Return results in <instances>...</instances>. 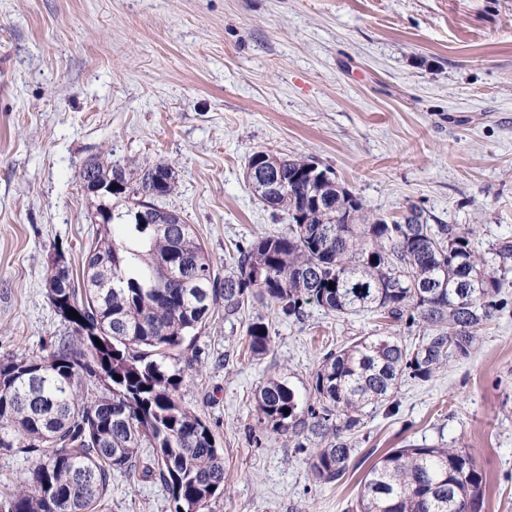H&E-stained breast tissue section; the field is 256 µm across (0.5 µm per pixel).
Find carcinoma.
Here are the masks:
<instances>
[{
  "mask_svg": "<svg viewBox=\"0 0 512 512\" xmlns=\"http://www.w3.org/2000/svg\"><path fill=\"white\" fill-rule=\"evenodd\" d=\"M258 162L276 172L277 185L256 178L253 191L285 216L288 230L236 245L221 276L192 225L156 203L174 190L169 165L134 173L94 159L97 182L126 187L128 233L112 235L115 213L96 217L82 283L67 269L51 274L58 287L48 289L49 297L75 335L44 355L0 360V449L26 462L23 477L0 492V512H109L115 473L158 481L173 512H212L224 486V451L182 403L180 390L197 361L180 351L221 309L235 317L258 299L300 319L312 304L327 314L377 313L409 331L419 328L410 343L365 336L326 354L303 401L280 380L256 389L262 431L293 438L299 450L318 440L309 463L317 483L337 482L349 470L351 438L368 406L390 400L403 380L429 379L475 350L502 303L511 243L498 245L489 261L469 231L432 223L418 205L390 224L369 215L331 169L308 158L258 150L246 167ZM140 211L165 223L141 224ZM87 323L102 345L86 333ZM245 335L250 356L269 351L263 316L248 323ZM486 484L469 450L411 444L369 467L351 512H481Z\"/></svg>",
  "mask_w": 512,
  "mask_h": 512,
  "instance_id": "cac0c4a2",
  "label": "carcinoma"
}]
</instances>
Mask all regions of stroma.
I'll list each match as a JSON object with an SVG mask.
<instances>
[{"label":"stroma","mask_w":512,"mask_h":512,"mask_svg":"<svg viewBox=\"0 0 512 512\" xmlns=\"http://www.w3.org/2000/svg\"><path fill=\"white\" fill-rule=\"evenodd\" d=\"M261 149L331 169L374 216L397 221L415 203L471 230L478 252L512 243V0H0V357L74 332L46 281L59 260L81 277L95 242L86 160L168 164L160 204L220 273L237 243L287 228L245 177ZM503 296L474 354L368 408L352 466L326 485L308 453L259 431L253 394L275 378L307 396L327 351L403 327L315 306L298 320L253 300L213 315L183 345L199 364L182 388L224 450L212 512H347L386 451L438 442L486 473L482 512H512V277ZM257 315L271 343L251 360ZM110 506L170 501L116 479Z\"/></svg>","instance_id":"35a3bbf8"}]
</instances>
